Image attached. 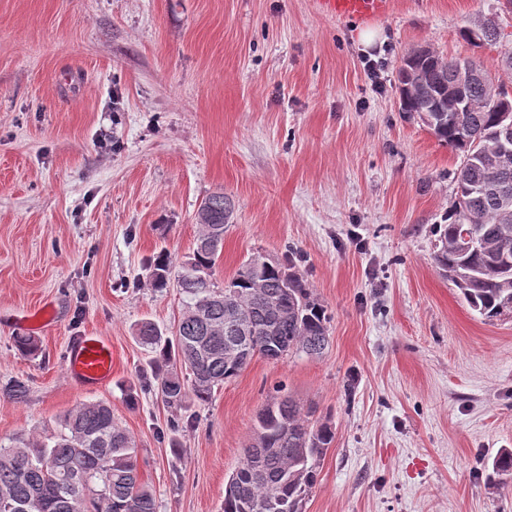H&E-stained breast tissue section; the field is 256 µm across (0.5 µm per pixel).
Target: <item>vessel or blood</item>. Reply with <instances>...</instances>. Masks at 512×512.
Returning <instances> with one entry per match:
<instances>
[{
	"instance_id": "obj_1",
	"label": "vessel or blood",
	"mask_w": 512,
	"mask_h": 512,
	"mask_svg": "<svg viewBox=\"0 0 512 512\" xmlns=\"http://www.w3.org/2000/svg\"><path fill=\"white\" fill-rule=\"evenodd\" d=\"M316 4L320 11L339 18L368 20L385 14L391 0H316ZM66 365L79 386L104 387L112 380V348L105 337H80L70 346Z\"/></svg>"
}]
</instances>
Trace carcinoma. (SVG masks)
Listing matches in <instances>:
<instances>
[{
  "label": "carcinoma",
  "instance_id": "carcinoma-1",
  "mask_svg": "<svg viewBox=\"0 0 512 512\" xmlns=\"http://www.w3.org/2000/svg\"><path fill=\"white\" fill-rule=\"evenodd\" d=\"M423 72L428 90H407L404 72ZM457 80L455 60L443 63L424 49L399 72L401 109L418 112L426 100L448 91ZM485 78L465 88L469 107L436 112L429 129L442 145L464 154L455 172L457 201L447 223L439 225L441 246L434 261L458 288L469 307L492 321L512 314V204L500 202L498 187L512 188V158L495 160L491 143L512 115V92L489 95ZM227 197L208 196L200 205L203 230L182 263L179 287L191 297L170 337L145 321L137 338L159 352L154 380L165 401L211 398L214 388L238 376L256 356L278 360L292 352L320 355L328 344L327 310L314 296L294 261L268 262L261 255L243 263L220 288L212 269L224 248ZM169 259L152 262L154 284L166 286ZM244 315L249 336L245 353L227 361L238 343V323L225 309ZM185 372H177L171 360ZM331 419H314L291 397L274 398L256 415L251 443L224 494V512H302L317 470L335 440ZM487 485L512 494V449L492 460ZM0 512H156L150 487L140 477L135 440L119 426L104 401L84 402L68 411L56 433L44 440L14 438L0 443Z\"/></svg>",
  "mask_w": 512,
  "mask_h": 512
}]
</instances>
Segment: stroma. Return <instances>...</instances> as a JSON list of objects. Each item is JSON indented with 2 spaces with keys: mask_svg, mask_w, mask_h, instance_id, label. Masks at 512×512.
<instances>
[{
  "mask_svg": "<svg viewBox=\"0 0 512 512\" xmlns=\"http://www.w3.org/2000/svg\"><path fill=\"white\" fill-rule=\"evenodd\" d=\"M481 25L496 42L468 41ZM421 47L512 83L500 0H392L367 25L312 0H0V387L28 388L0 394V439L46 437L103 401L157 512H222L258 410L289 396L336 428L305 512H512L483 470L512 448V318L483 320L434 262L464 155L399 109L401 57ZM218 190L233 215L216 285L252 256L295 255L329 344L255 357L207 402L171 407L137 326L176 324L199 206ZM44 305L54 323L23 355L16 325ZM89 332L112 343L97 390L65 361Z\"/></svg>",
  "mask_w": 512,
  "mask_h": 512,
  "instance_id": "1",
  "label": "stroma"
}]
</instances>
